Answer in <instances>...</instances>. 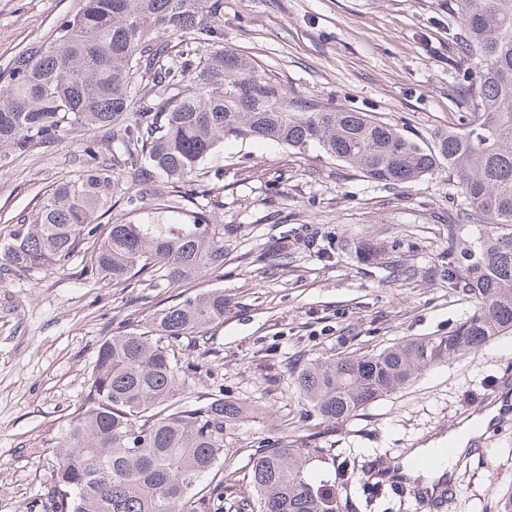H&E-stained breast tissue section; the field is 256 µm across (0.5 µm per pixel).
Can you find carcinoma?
<instances>
[{"label":"carcinoma","mask_w":512,"mask_h":512,"mask_svg":"<svg viewBox=\"0 0 512 512\" xmlns=\"http://www.w3.org/2000/svg\"><path fill=\"white\" fill-rule=\"evenodd\" d=\"M448 44L478 59L459 89L475 119L428 145L365 112L301 105L249 59L224 48L219 0H77L53 38L16 57L0 87V166L91 132L78 174L55 185L37 212L0 244L7 268L48 270L79 244L88 268L114 286L135 278L171 287L224 266V225L203 212L162 222L102 224L121 203L115 169L141 181L207 178L204 163L229 138L315 145L382 185L409 184L444 169L462 199L448 225V285L473 300L446 336L378 354L309 363L296 380L323 419L344 423L424 369L512 333V0H448ZM112 145L102 156L98 137ZM478 248L465 247L467 227ZM224 319V290L188 296L153 313L146 332H117L97 351L87 406L47 448L55 463V512H222L224 486L201 482L224 458V432L245 412L212 397L180 404L185 381L174 344ZM326 448L280 444L253 454L254 494L239 512H341L336 484L319 478Z\"/></svg>","instance_id":"cac0c4a2"}]
</instances>
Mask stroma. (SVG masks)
<instances>
[{"label":"stroma","mask_w":512,"mask_h":512,"mask_svg":"<svg viewBox=\"0 0 512 512\" xmlns=\"http://www.w3.org/2000/svg\"><path fill=\"white\" fill-rule=\"evenodd\" d=\"M224 45L250 56L293 97L367 112L431 143L473 119L457 87L474 61L454 60L447 0H223ZM74 0H0V86L18 52L48 43ZM87 134L68 132L0 168V234L38 209L82 164ZM208 192L194 201L211 223L234 226L224 266L175 288H123L88 269L81 253L52 271L0 277V512H53L45 450L85 402L104 336L143 331L152 313L185 297L224 291V318L176 345L188 365L180 394L216 392L250 407L226 440L224 512L251 493V458L280 440L331 449L355 477L340 489L345 512H363L367 473L398 467L413 448L457 435L512 378V333L420 372L409 385L335 424L300 399L307 363L376 354L444 336L472 309L449 287L448 214L461 190L439 173L382 185L318 148L225 140L206 161ZM383 247L359 260L349 240ZM453 466L455 492L434 512H499L512 496V421ZM379 512H420V480H384Z\"/></svg>","instance_id":"obj_1"}]
</instances>
